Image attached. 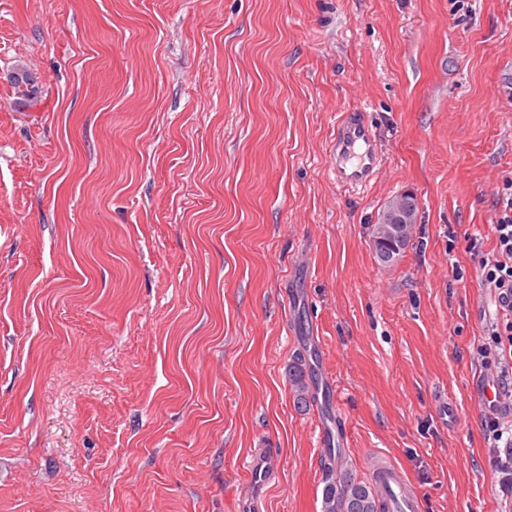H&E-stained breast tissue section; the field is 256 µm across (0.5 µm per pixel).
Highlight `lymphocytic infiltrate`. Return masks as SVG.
I'll return each instance as SVG.
<instances>
[{
    "label": "lymphocytic infiltrate",
    "mask_w": 512,
    "mask_h": 512,
    "mask_svg": "<svg viewBox=\"0 0 512 512\" xmlns=\"http://www.w3.org/2000/svg\"><path fill=\"white\" fill-rule=\"evenodd\" d=\"M500 210L489 232L495 247L491 255L480 257L479 278L483 288L493 293L496 317L486 329L478 352L485 367L494 369V398L483 413V426L490 444H504L505 452L496 458V468L512 490V437H506L501 421L505 400H512V178L497 190Z\"/></svg>",
    "instance_id": "lymphocytic-infiltrate-1"
}]
</instances>
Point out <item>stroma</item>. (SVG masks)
<instances>
[{
    "label": "stroma",
    "instance_id": "obj_1",
    "mask_svg": "<svg viewBox=\"0 0 512 512\" xmlns=\"http://www.w3.org/2000/svg\"><path fill=\"white\" fill-rule=\"evenodd\" d=\"M351 111L360 191L328 159ZM510 177L512 0H0V512H321L329 429L422 512H502L476 256ZM299 357L332 403L295 404ZM19 69L21 70L16 72V74L25 76V79L22 81L13 79L11 82L14 88L17 89V94L19 95L18 103L23 106L33 105L34 102L38 103L41 97V87L39 86L38 78L29 70L24 68ZM20 83H24V87H21ZM329 152L336 182L343 186H365L381 164L379 148L371 127L358 114L343 115L336 122V132ZM354 158L356 160L352 161ZM382 218L384 224L380 222L373 224L371 237L376 257L383 265H387L403 257L411 240L412 224H417L418 214L413 212L409 205H394L393 208L385 207ZM393 229H397L395 232L397 238L390 240L392 238L390 231ZM384 240L388 241L379 245ZM395 247L397 250L394 251Z\"/></svg>",
    "mask_w": 512,
    "mask_h": 512
}]
</instances>
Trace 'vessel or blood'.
<instances>
[{
    "label": "vessel or blood",
    "instance_id": "vessel-or-blood-1",
    "mask_svg": "<svg viewBox=\"0 0 512 512\" xmlns=\"http://www.w3.org/2000/svg\"><path fill=\"white\" fill-rule=\"evenodd\" d=\"M331 169L337 183L365 186L381 164L375 136L358 114L342 116L330 146ZM369 478L386 512H421V497L407 474L387 456L376 454L368 462Z\"/></svg>",
    "mask_w": 512,
    "mask_h": 512
}]
</instances>
